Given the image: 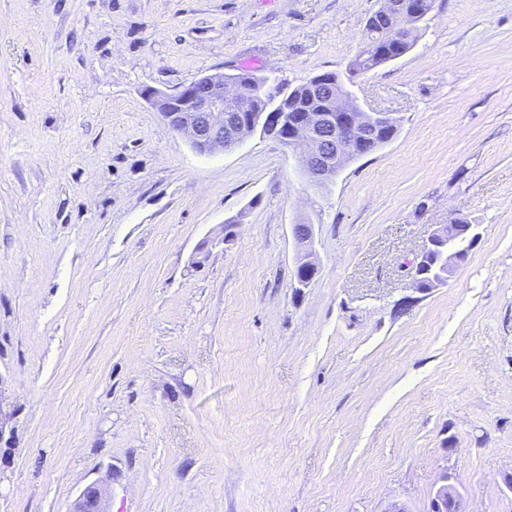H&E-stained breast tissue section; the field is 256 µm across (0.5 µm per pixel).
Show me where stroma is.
I'll use <instances>...</instances> for the list:
<instances>
[{
  "instance_id": "obj_1",
  "label": "stroma",
  "mask_w": 512,
  "mask_h": 512,
  "mask_svg": "<svg viewBox=\"0 0 512 512\" xmlns=\"http://www.w3.org/2000/svg\"><path fill=\"white\" fill-rule=\"evenodd\" d=\"M381 5L0 0V512L94 482L107 512H428L444 472L512 512V0H435L356 78L398 133L325 187L256 134L198 154L143 96L344 72ZM454 218L478 242L415 289ZM457 225H466V229L469 231V240L464 242V249L469 252L476 244L479 238V233L476 231L477 225L457 221L451 222V224L437 225L423 240L419 252L409 266V274L415 288L420 290L429 289L430 287L435 288L447 282L457 268L462 265L464 261L461 257L464 251L455 242V239L449 238V235L452 234L450 226L456 228ZM469 243L471 244L467 248L466 245ZM460 249L461 251H459ZM422 266L427 267L428 273L431 271L429 274L431 277L428 279L429 285L426 287L421 286L419 280V274L421 273L417 272V269ZM292 233L296 249L294 284L296 288H304L312 280L308 273L313 270L318 271V264L312 249L314 238L313 225L306 224L301 230L296 225H293Z\"/></svg>"
}]
</instances>
